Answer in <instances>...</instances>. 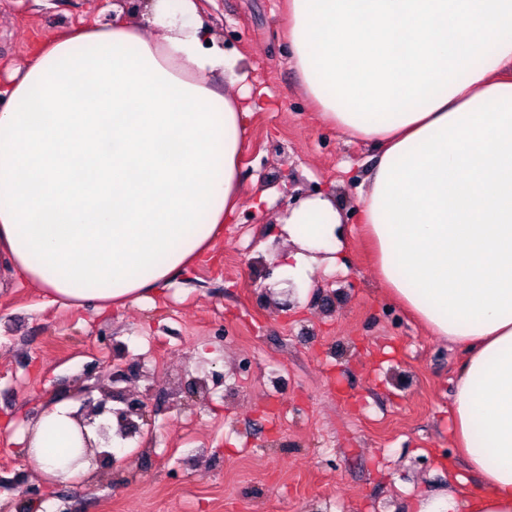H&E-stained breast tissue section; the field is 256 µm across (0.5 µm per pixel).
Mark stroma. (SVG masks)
<instances>
[{
  "instance_id": "stroma-1",
  "label": "stroma",
  "mask_w": 512,
  "mask_h": 512,
  "mask_svg": "<svg viewBox=\"0 0 512 512\" xmlns=\"http://www.w3.org/2000/svg\"><path fill=\"white\" fill-rule=\"evenodd\" d=\"M112 0H0V88L60 34L111 16ZM239 57L255 108L239 173L245 196L211 248L151 300L97 311L0 278V512H412L447 491L460 351L385 293L360 222L377 153L320 121L301 88L285 0H199ZM276 189L254 205L255 185ZM333 195L346 213L342 268L259 302L283 273L275 218L289 197ZM223 330L224 340L214 337ZM138 359L152 434L91 490L47 481L24 439L33 412L67 398L84 367ZM23 474L34 497L10 484Z\"/></svg>"
}]
</instances>
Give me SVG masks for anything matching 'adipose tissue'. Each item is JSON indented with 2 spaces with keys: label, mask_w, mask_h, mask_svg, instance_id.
<instances>
[{
  "label": "adipose tissue",
  "mask_w": 512,
  "mask_h": 512,
  "mask_svg": "<svg viewBox=\"0 0 512 512\" xmlns=\"http://www.w3.org/2000/svg\"><path fill=\"white\" fill-rule=\"evenodd\" d=\"M287 2L305 94L379 150L360 197L377 274L462 353L449 436L481 489L413 512H512V0ZM245 78L196 0L47 45L0 107V273L100 310L167 285L241 205ZM344 218L327 194L286 207L288 279L336 266ZM72 411L32 426L41 477L90 473Z\"/></svg>",
  "instance_id": "obj_1"
}]
</instances>
